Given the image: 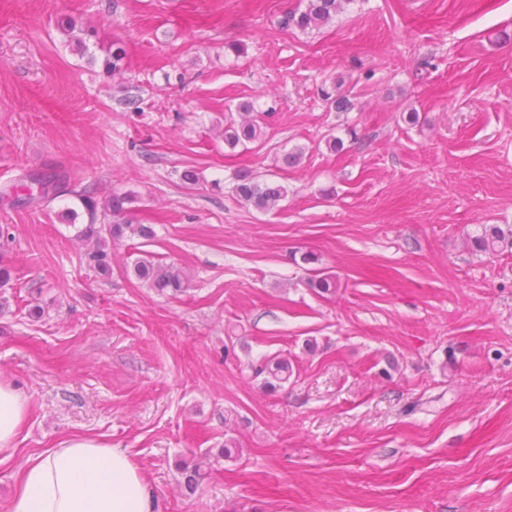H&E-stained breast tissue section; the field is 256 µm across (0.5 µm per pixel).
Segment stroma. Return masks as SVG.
Listing matches in <instances>:
<instances>
[{"label": "stroma", "instance_id": "35a3bbf8", "mask_svg": "<svg viewBox=\"0 0 512 512\" xmlns=\"http://www.w3.org/2000/svg\"><path fill=\"white\" fill-rule=\"evenodd\" d=\"M296 4L0 0V379L30 407L0 512L74 434L125 450L157 512H512V252L470 243L512 225V0H350L282 28ZM243 102L265 135L232 150ZM50 168L69 191L17 197ZM243 170L286 199L241 201ZM88 184L155 232L113 244L108 278L76 237ZM142 251L182 269L180 298L133 276ZM275 356L293 374L271 394ZM350 0H301L298 7L284 12L280 24L283 28L302 30L320 28L338 14ZM304 4V8L300 9ZM258 376L264 375V386L276 393L279 388L287 383L292 375V366L287 358H271L256 371Z\"/></svg>", "mask_w": 512, "mask_h": 512}]
</instances>
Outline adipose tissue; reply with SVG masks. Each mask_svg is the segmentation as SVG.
Listing matches in <instances>:
<instances>
[{
	"mask_svg": "<svg viewBox=\"0 0 512 512\" xmlns=\"http://www.w3.org/2000/svg\"><path fill=\"white\" fill-rule=\"evenodd\" d=\"M27 414L26 399L0 380V452L12 447ZM154 510L148 481L128 453L81 435L27 459L9 512Z\"/></svg>",
	"mask_w": 512,
	"mask_h": 512,
	"instance_id": "obj_1",
	"label": "adipose tissue"
}]
</instances>
